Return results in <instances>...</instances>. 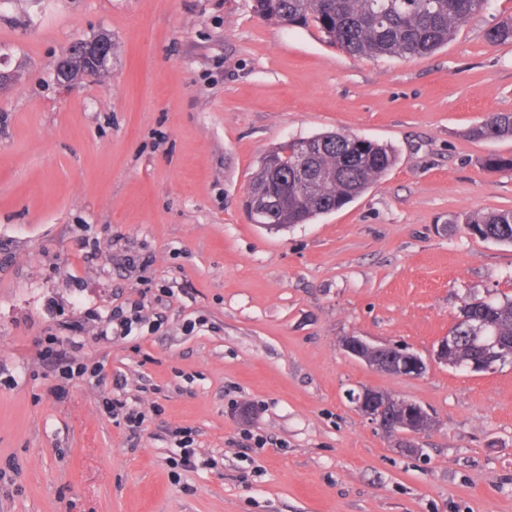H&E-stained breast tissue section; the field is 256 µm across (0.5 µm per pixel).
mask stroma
<instances>
[{
  "label": "stroma",
  "mask_w": 512,
  "mask_h": 512,
  "mask_svg": "<svg viewBox=\"0 0 512 512\" xmlns=\"http://www.w3.org/2000/svg\"><path fill=\"white\" fill-rule=\"evenodd\" d=\"M459 24L430 56L359 58L252 0H14L0 10V512H512V365L433 362L461 308L512 296V246L477 212L512 210V44ZM112 40L108 72L56 83L75 39ZM395 165L342 209L267 231L242 207L263 155L323 132ZM147 255L135 268L128 257ZM150 296H141L143 284ZM143 323L104 340L113 308ZM101 367L66 380L43 358ZM428 359L400 377L341 337ZM416 402L437 425L405 455L347 390ZM141 411L131 429L105 398ZM195 467L176 465L175 429ZM474 139H499L512 137V113H499L471 130Z\"/></svg>",
  "instance_id": "obj_1"
}]
</instances>
